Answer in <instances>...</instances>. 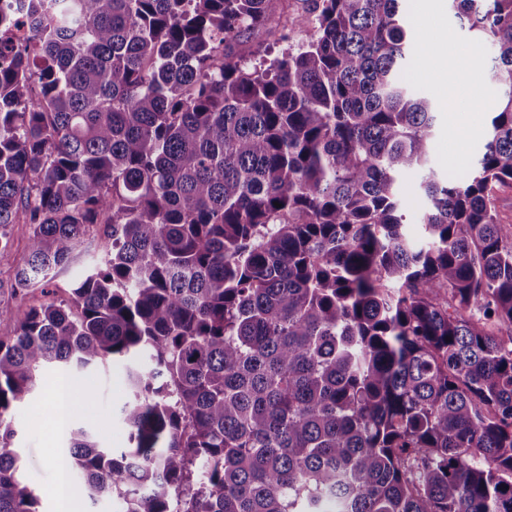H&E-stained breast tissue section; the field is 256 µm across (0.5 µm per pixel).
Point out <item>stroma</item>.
Returning <instances> with one entry per match:
<instances>
[{
    "label": "stroma",
    "instance_id": "1",
    "mask_svg": "<svg viewBox=\"0 0 512 512\" xmlns=\"http://www.w3.org/2000/svg\"><path fill=\"white\" fill-rule=\"evenodd\" d=\"M405 4L413 36L407 78L414 91L438 106L431 165L439 175H455L481 155L490 119L499 108V89L490 78L491 52L478 44L472 33L458 26L443 0H405ZM442 44L447 45L449 54L465 56L462 68L440 65L422 68L424 49ZM451 82L461 88V108L456 112L448 111L442 105L444 89ZM461 125L470 129L462 144L458 143L456 133ZM27 243V226L15 225L8 251L0 257V339L3 340L11 337L14 329L12 314L21 304L38 305L44 301L37 290L22 300L10 295V280L26 254ZM68 377L76 385L69 397L72 427L89 430L103 447L121 448L126 442L127 428L119 414L129 397L124 364L108 362L74 377L53 368L42 371L34 394L20 404L12 416L17 431L13 446L20 456L22 474L37 490L40 512H53L54 509L50 496L51 471L43 461L45 450L50 447L61 449V461L70 460L68 440L56 432L55 406L47 397L52 384ZM90 390L95 392L97 402L86 408L82 402Z\"/></svg>",
    "mask_w": 512,
    "mask_h": 512
}]
</instances>
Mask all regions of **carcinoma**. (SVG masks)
I'll use <instances>...</instances> for the list:
<instances>
[{
	"label": "carcinoma",
	"instance_id": "1",
	"mask_svg": "<svg viewBox=\"0 0 512 512\" xmlns=\"http://www.w3.org/2000/svg\"><path fill=\"white\" fill-rule=\"evenodd\" d=\"M56 2L0 13V255L29 225L16 296L106 246L0 339V512H39L8 420L39 371L108 361L129 446L70 457L124 512H512V0H450L501 92L455 178L401 0H304L297 46L275 0ZM255 32L288 47L249 66ZM420 175L412 172L404 175L399 183L400 193L404 199L403 223L406 230L414 237L420 236L421 217L425 200L419 189Z\"/></svg>",
	"mask_w": 512,
	"mask_h": 512
}]
</instances>
